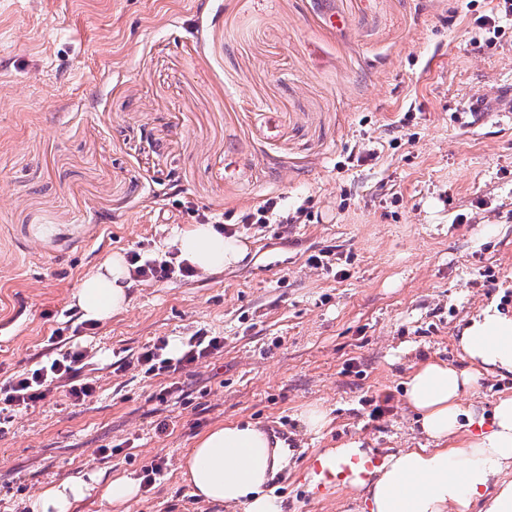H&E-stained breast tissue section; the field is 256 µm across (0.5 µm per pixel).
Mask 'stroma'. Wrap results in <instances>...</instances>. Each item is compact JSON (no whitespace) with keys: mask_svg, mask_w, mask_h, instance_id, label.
Segmentation results:
<instances>
[{"mask_svg":"<svg viewBox=\"0 0 512 512\" xmlns=\"http://www.w3.org/2000/svg\"><path fill=\"white\" fill-rule=\"evenodd\" d=\"M496 3L0 0V382L56 357L60 329L96 388L12 417L0 512L69 478L88 482L74 512H225L178 465L236 422L286 448L267 484L283 512H356L350 491H307L315 456L426 445L414 365H461L471 316L512 315V20L493 39L475 24ZM269 198L297 223H241ZM200 210L234 225L245 261L133 283L126 311L86 329L84 275L114 252L167 258ZM325 248L330 267H310ZM199 332L223 351L155 400L172 379L137 356ZM511 394V374H487L462 402L488 413ZM315 404L328 423L312 432ZM158 458L126 505L94 480H140Z\"/></svg>","mask_w":512,"mask_h":512,"instance_id":"1","label":"stroma"}]
</instances>
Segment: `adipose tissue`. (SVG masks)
<instances>
[{
    "label": "adipose tissue",
    "instance_id": "obj_1",
    "mask_svg": "<svg viewBox=\"0 0 512 512\" xmlns=\"http://www.w3.org/2000/svg\"><path fill=\"white\" fill-rule=\"evenodd\" d=\"M173 246L180 260L207 274L239 265L249 252L245 240L214 224L189 226ZM131 284L129 266L115 252L80 281L73 298L85 319L106 321L127 309ZM458 344L468 368L425 361L407 382V401L429 447L377 455L360 442H346L315 458L304 477L308 491H364L361 512H512V396L501 398L488 416L460 403L482 374L512 373V316L487 306L464 327ZM464 424L467 439L450 445ZM280 462L261 430L223 423L196 440L180 476L195 498L226 512H282L280 501L264 490ZM86 490L84 481H64L33 498L29 508L74 512Z\"/></svg>",
    "mask_w": 512,
    "mask_h": 512
}]
</instances>
